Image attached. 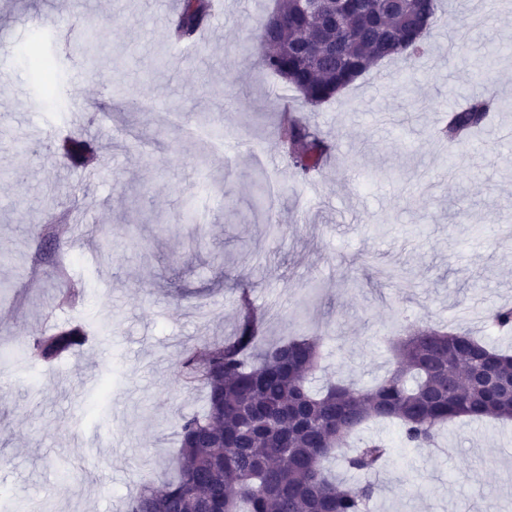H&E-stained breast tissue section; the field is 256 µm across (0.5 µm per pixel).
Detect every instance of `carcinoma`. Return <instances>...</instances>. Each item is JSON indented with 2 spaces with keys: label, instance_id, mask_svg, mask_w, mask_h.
Returning <instances> with one entry per match:
<instances>
[{
  "label": "carcinoma",
  "instance_id": "carcinoma-1",
  "mask_svg": "<svg viewBox=\"0 0 512 512\" xmlns=\"http://www.w3.org/2000/svg\"><path fill=\"white\" fill-rule=\"evenodd\" d=\"M438 0H346L343 23L324 29L296 0H284L263 23L262 66L318 105L384 59L405 62L427 51ZM210 15L209 0H182L174 32L193 38ZM36 79L58 78L55 62L38 43L25 46ZM498 108L493 96L472 97L448 114L444 136L455 143L481 128ZM281 139L295 172L305 178L323 159V142L308 121L285 111ZM490 323L512 329V309L499 308ZM254 316L221 344L205 341L187 349L181 376L202 385L205 408L178 424L175 476L160 488L146 480L121 512H366L380 491L368 476L389 458V446L369 439L350 453L349 439L371 421L398 425L406 448L435 445L441 426L461 417L512 419V400L493 399L485 387L463 379L469 362L485 356L499 379L512 378V355L492 349L462 331L418 329L392 338L393 368L376 384L342 382L316 390L320 368L318 333L257 347ZM75 325L39 331L24 355L34 364L61 359L84 339ZM361 480L345 487L329 464L339 454Z\"/></svg>",
  "mask_w": 512,
  "mask_h": 512
}]
</instances>
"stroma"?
<instances>
[{"instance_id": "stroma-1", "label": "stroma", "mask_w": 512, "mask_h": 512, "mask_svg": "<svg viewBox=\"0 0 512 512\" xmlns=\"http://www.w3.org/2000/svg\"><path fill=\"white\" fill-rule=\"evenodd\" d=\"M163 2L0 0V491L21 512L47 497L55 512H117L145 477L163 481L181 416L203 403L180 377L185 349L234 334L250 309L268 342L325 331L318 387L374 385L410 325L512 352V331L482 320L512 308V51L487 85L498 111L456 149L465 163L449 166L454 149L431 134L449 89L477 95L475 66L512 48V0H441L413 73L381 61L315 108L259 62L278 0H224L223 22L184 42ZM63 13L101 27L74 84L77 58L54 54L45 25ZM25 19L81 112L46 106L14 55ZM287 105L332 147L304 179L280 139ZM69 140L92 149L94 176L66 157ZM189 202L190 253L153 221ZM268 212L284 227L274 239ZM62 286L83 304L58 309ZM75 324L90 335L57 363L22 360L43 327ZM363 434L391 446L370 512H512V422L456 420L432 448L401 447L392 423Z\"/></svg>"}]
</instances>
